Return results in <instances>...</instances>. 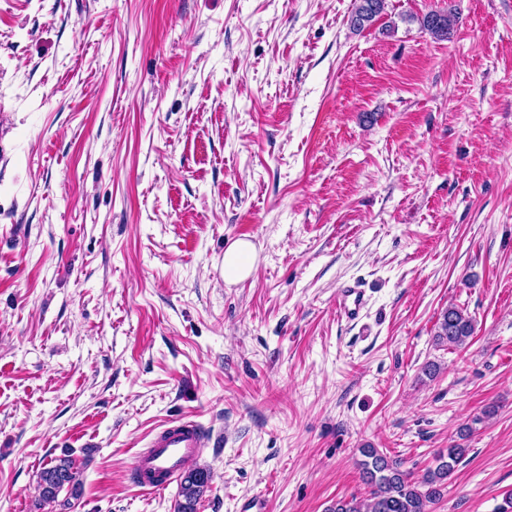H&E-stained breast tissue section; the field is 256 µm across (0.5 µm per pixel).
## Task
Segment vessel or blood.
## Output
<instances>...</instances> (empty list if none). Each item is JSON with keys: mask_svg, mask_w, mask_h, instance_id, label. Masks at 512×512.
<instances>
[{"mask_svg": "<svg viewBox=\"0 0 512 512\" xmlns=\"http://www.w3.org/2000/svg\"><path fill=\"white\" fill-rule=\"evenodd\" d=\"M364 306L360 288L342 290L338 307L348 319H356ZM210 437L194 420L182 418L171 422L150 440L147 448L136 452L132 471L143 490L159 492L179 478L185 465L196 460Z\"/></svg>", "mask_w": 512, "mask_h": 512, "instance_id": "b4317fda", "label": "vessel or blood"}]
</instances>
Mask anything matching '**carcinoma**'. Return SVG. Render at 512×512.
Returning <instances> with one entry per match:
<instances>
[{
	"label": "carcinoma",
	"instance_id": "1",
	"mask_svg": "<svg viewBox=\"0 0 512 512\" xmlns=\"http://www.w3.org/2000/svg\"><path fill=\"white\" fill-rule=\"evenodd\" d=\"M386 0H358L350 23L360 29L379 16ZM454 25L452 13L435 12L425 16L422 27L437 38H446ZM474 334L473 319L464 310L449 305L441 315L435 333V343L448 346L452 351H461L469 344ZM468 449L455 444L435 454L434 466L417 478L412 472L402 469V462L393 460L377 448L361 449L362 459L357 465L362 482L369 487L364 499L353 496L336 500L326 512H430L429 507L439 502L448 492V480L464 459ZM210 471L204 468L185 470L180 477V493L184 501L178 512H195L202 494L209 488ZM71 495H79L80 471L68 457L54 459L45 464L37 474L36 489L40 500L50 503L57 499L64 488Z\"/></svg>",
	"mask_w": 512,
	"mask_h": 512
}]
</instances>
